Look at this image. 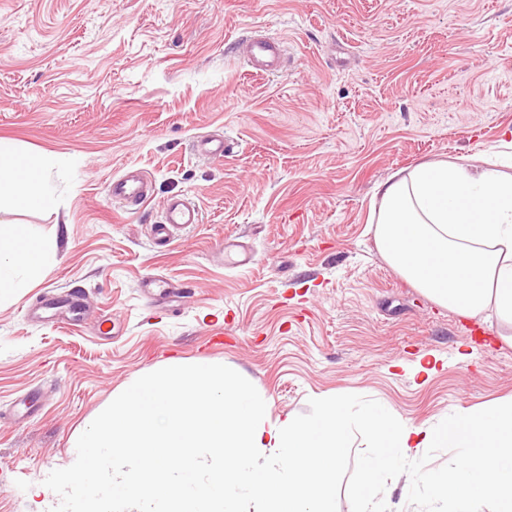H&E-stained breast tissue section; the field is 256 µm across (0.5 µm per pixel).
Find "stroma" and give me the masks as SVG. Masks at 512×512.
I'll use <instances>...</instances> for the list:
<instances>
[{
	"label": "stroma",
	"instance_id": "stroma-1",
	"mask_svg": "<svg viewBox=\"0 0 512 512\" xmlns=\"http://www.w3.org/2000/svg\"><path fill=\"white\" fill-rule=\"evenodd\" d=\"M286 44L282 73L233 55L254 32ZM512 129V0H0V146L56 156L51 210L0 211L55 239L30 287L0 290V512L58 504L44 486L135 379L174 364L234 369L271 417L357 394L427 427L512 397V346L476 338L380 255L372 199L395 171L478 156ZM221 133L230 150L200 157ZM139 168L152 192L114 206ZM200 221L163 246V202ZM255 260L228 269L225 240ZM162 275L178 306L139 290ZM77 288L79 325L25 316ZM36 394L41 409L12 419ZM150 181L139 170L129 169L120 177L113 179L109 194L123 203L124 207L134 209L149 199Z\"/></svg>",
	"mask_w": 512,
	"mask_h": 512
}]
</instances>
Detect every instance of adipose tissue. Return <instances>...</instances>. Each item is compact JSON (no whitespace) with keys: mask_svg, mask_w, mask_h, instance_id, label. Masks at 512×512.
Returning <instances> with one entry per match:
<instances>
[{"mask_svg":"<svg viewBox=\"0 0 512 512\" xmlns=\"http://www.w3.org/2000/svg\"><path fill=\"white\" fill-rule=\"evenodd\" d=\"M374 239L387 264L439 305L494 320L512 344V137L480 160L419 163L378 185ZM52 208L45 165L0 149V204ZM56 245L32 225L0 226V288L34 280Z\"/></svg>","mask_w":512,"mask_h":512,"instance_id":"1","label":"adipose tissue"}]
</instances>
